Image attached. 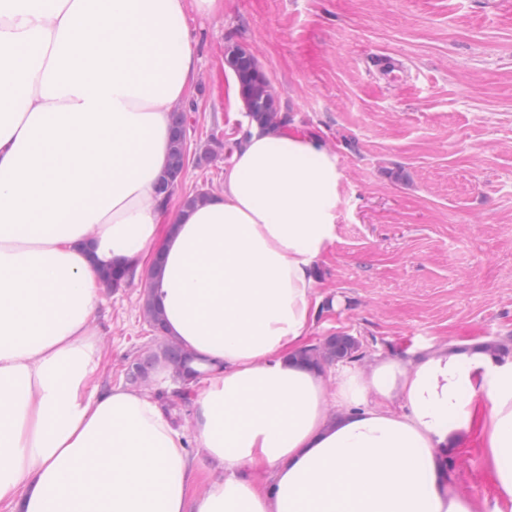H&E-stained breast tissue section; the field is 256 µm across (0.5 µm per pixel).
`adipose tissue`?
Listing matches in <instances>:
<instances>
[{
  "instance_id": "obj_1",
  "label": "adipose tissue",
  "mask_w": 512,
  "mask_h": 512,
  "mask_svg": "<svg viewBox=\"0 0 512 512\" xmlns=\"http://www.w3.org/2000/svg\"><path fill=\"white\" fill-rule=\"evenodd\" d=\"M192 12L224 0H0V512H512L511 356L298 360L336 240L341 175L319 138L246 122L223 190L159 205L198 70ZM115 263L148 272L195 357L190 428L98 386ZM470 442L490 511L452 486Z\"/></svg>"
}]
</instances>
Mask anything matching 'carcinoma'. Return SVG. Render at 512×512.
Returning <instances> with one entry per match:
<instances>
[{
    "label": "carcinoma",
    "mask_w": 512,
    "mask_h": 512,
    "mask_svg": "<svg viewBox=\"0 0 512 512\" xmlns=\"http://www.w3.org/2000/svg\"><path fill=\"white\" fill-rule=\"evenodd\" d=\"M225 62L235 74L247 112L251 121L277 129L286 128L291 119L279 103V97L271 81L260 69L251 51L240 44H231L227 48ZM188 115L176 112L173 116L171 152L166 175L157 186V197L165 203L168 191L181 180L186 159V129ZM136 272L122 265L105 268L100 276L101 284L106 288H117L124 283L134 281ZM143 315L148 320L158 342L155 347L140 357V373L128 378L134 385L148 382L151 373L157 369H168L172 372L179 386L172 391L159 390L156 396L171 414L190 399L191 381L198 378L200 371L192 367L193 357L177 342L165 335L162 318L151 297H146L142 306ZM359 342L348 335L328 336L325 339L308 345L298 354V358L317 367L336 359H350L358 352Z\"/></svg>",
    "instance_id": "1"
}]
</instances>
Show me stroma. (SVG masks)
Segmentation results:
<instances>
[{
	"mask_svg": "<svg viewBox=\"0 0 512 512\" xmlns=\"http://www.w3.org/2000/svg\"><path fill=\"white\" fill-rule=\"evenodd\" d=\"M188 27L199 68L175 199L224 184L226 158L200 156L235 124L233 43L271 80L291 133L336 157L337 239L320 272L340 305L313 339L355 337L363 371L429 346H512V0H224L223 16ZM145 285L101 291V387L154 343Z\"/></svg>",
	"mask_w": 512,
	"mask_h": 512,
	"instance_id": "stroma-1",
	"label": "stroma"
}]
</instances>
